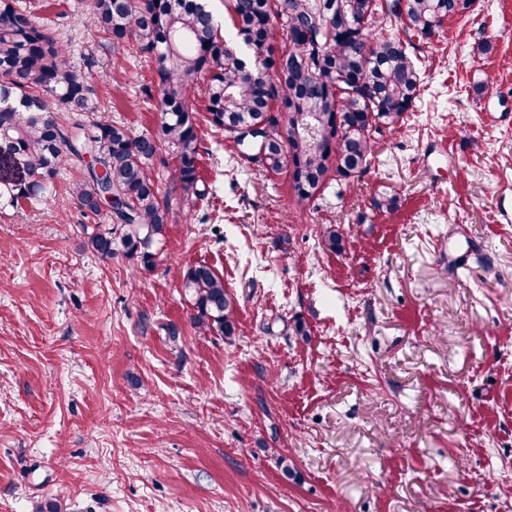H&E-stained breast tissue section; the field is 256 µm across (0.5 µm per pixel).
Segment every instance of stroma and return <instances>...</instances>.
<instances>
[{
  "label": "stroma",
  "instance_id": "35a3bbf8",
  "mask_svg": "<svg viewBox=\"0 0 512 512\" xmlns=\"http://www.w3.org/2000/svg\"><path fill=\"white\" fill-rule=\"evenodd\" d=\"M43 3L120 82L104 116L157 132L153 69L111 54L90 0ZM415 46L401 127L311 199L200 121L211 218L173 189L151 266L86 249L74 169L0 214V512H512V0H469ZM198 263L237 305L233 341L190 321Z\"/></svg>",
  "mask_w": 512,
  "mask_h": 512
}]
</instances>
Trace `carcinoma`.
<instances>
[{
    "mask_svg": "<svg viewBox=\"0 0 512 512\" xmlns=\"http://www.w3.org/2000/svg\"><path fill=\"white\" fill-rule=\"evenodd\" d=\"M467 4L403 0L396 12L394 0H228L234 40L197 0H91L112 51L131 49L155 70L157 86L144 88V101H157L160 125L136 135L99 117L97 87L72 44L39 16L41 0H0V164L24 174L0 177V211L47 202L60 170L74 167L79 208L111 221L105 230L82 225L87 247L110 258L119 245L153 264L166 239L171 190L182 189L190 212L206 195L198 189L191 104L201 78L211 125L239 147L256 145L251 158L266 173L294 167V193L309 199L334 177L365 172L376 136L395 130L421 91L412 38H431ZM386 19L404 36L384 34ZM278 40L286 43L280 52ZM276 102L285 115L274 114ZM164 150L176 165L158 171ZM322 243L340 250L341 231H324ZM182 286L199 334L239 333L234 301L213 268L189 267Z\"/></svg>",
    "mask_w": 512,
    "mask_h": 512,
    "instance_id": "obj_1",
    "label": "carcinoma"
}]
</instances>
